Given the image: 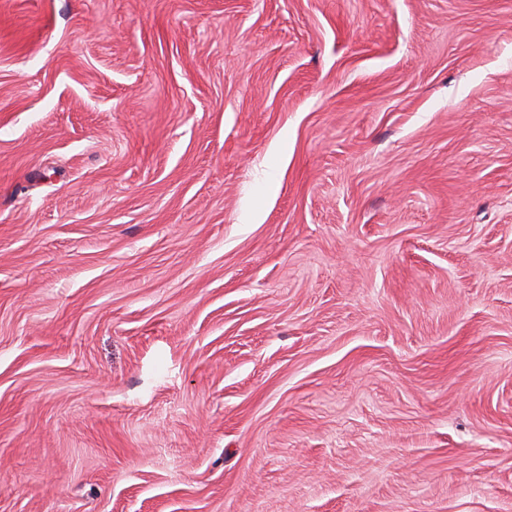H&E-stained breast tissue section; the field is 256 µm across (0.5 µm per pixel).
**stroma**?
<instances>
[{
    "mask_svg": "<svg viewBox=\"0 0 512 512\" xmlns=\"http://www.w3.org/2000/svg\"><path fill=\"white\" fill-rule=\"evenodd\" d=\"M0 512H512V0H0Z\"/></svg>",
    "mask_w": 512,
    "mask_h": 512,
    "instance_id": "35a3bbf8",
    "label": "stroma"
}]
</instances>
